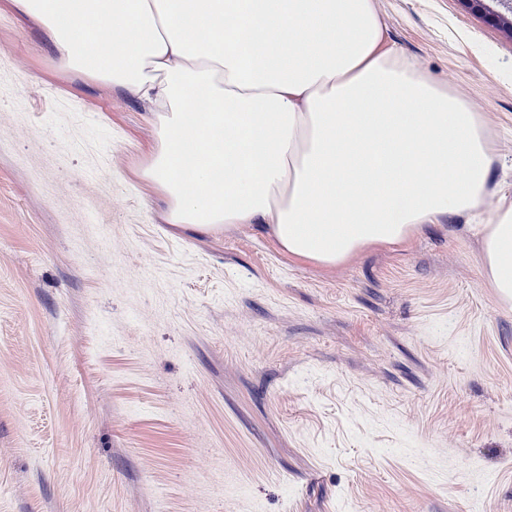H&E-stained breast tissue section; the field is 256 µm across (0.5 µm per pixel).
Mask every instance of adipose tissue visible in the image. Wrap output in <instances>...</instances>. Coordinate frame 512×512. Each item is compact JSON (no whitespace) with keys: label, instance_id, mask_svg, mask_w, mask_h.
Listing matches in <instances>:
<instances>
[{"label":"adipose tissue","instance_id":"obj_1","mask_svg":"<svg viewBox=\"0 0 512 512\" xmlns=\"http://www.w3.org/2000/svg\"><path fill=\"white\" fill-rule=\"evenodd\" d=\"M61 73L150 102L139 175L165 219L268 228L325 268L481 216L483 271L512 303V204L485 210L482 117L382 49L375 0H5ZM111 39H104V31Z\"/></svg>","mask_w":512,"mask_h":512}]
</instances>
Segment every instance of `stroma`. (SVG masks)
<instances>
[{
    "label": "stroma",
    "instance_id": "1",
    "mask_svg": "<svg viewBox=\"0 0 512 512\" xmlns=\"http://www.w3.org/2000/svg\"><path fill=\"white\" fill-rule=\"evenodd\" d=\"M483 117L512 201V37L376 0ZM148 102L0 7V512H512V306L457 219L331 270L167 224Z\"/></svg>",
    "mask_w": 512,
    "mask_h": 512
}]
</instances>
